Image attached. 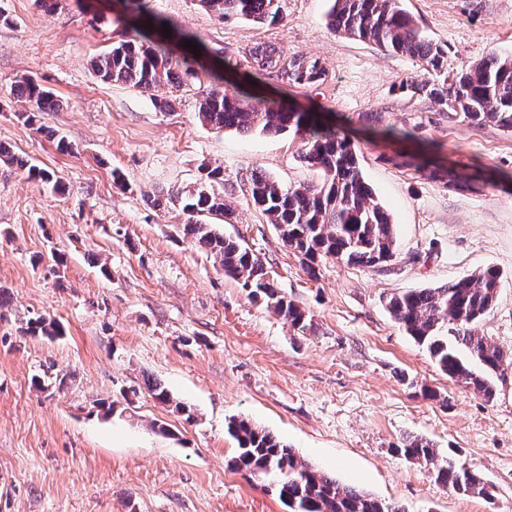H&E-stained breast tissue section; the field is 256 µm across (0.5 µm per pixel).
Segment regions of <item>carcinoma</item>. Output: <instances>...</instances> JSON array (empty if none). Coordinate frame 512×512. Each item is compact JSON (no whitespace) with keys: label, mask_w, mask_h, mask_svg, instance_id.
Wrapping results in <instances>:
<instances>
[{"label":"carcinoma","mask_w":512,"mask_h":512,"mask_svg":"<svg viewBox=\"0 0 512 512\" xmlns=\"http://www.w3.org/2000/svg\"><path fill=\"white\" fill-rule=\"evenodd\" d=\"M282 0H198L219 20L231 18L277 25L284 20ZM329 26L337 33L369 42L382 51L406 54L419 60L426 76L398 87L402 93L426 98L449 116L470 125H494L512 132V55L490 54L478 63L448 74V49L425 36L401 7V0H331ZM136 25L120 22L121 39L93 62V72L104 82L128 84L150 91L161 84L176 88L193 82L206 84L199 100L202 125L240 133H292L299 137V158L317 169L316 184L284 186L263 172L250 178L252 203L272 224L283 243L315 264L336 258L364 269H388L394 265L397 239L388 211L375 198L365 180L358 155L334 125L318 121L312 112H294L254 94L255 84L273 73L287 87L302 88L325 81L326 70L316 59L289 57L275 44H258L243 55L244 62L194 65L170 49L164 40L167 19L149 12L145 0H133ZM246 66L249 81L229 95L224 91V69ZM29 103L17 118L28 126L40 122L44 112H55L54 94L33 77L14 89ZM0 161L24 170L29 179L62 189L55 173L30 163L0 144ZM154 206L178 207L188 215L183 235L215 258L224 275L242 282L249 295L292 326L303 328L304 309L279 294L269 271L251 250L220 233L213 219L229 211L224 202V168L206 164L193 187L172 191L153 201ZM501 287L494 269L478 271L434 288L408 290L392 296L387 304L392 318L416 342L426 346L435 366L481 393L495 397L494 378L512 368V354L494 341L476 334L474 324L493 306ZM28 336L61 334L55 320L31 318L24 328ZM228 434L237 443L230 466L271 480L289 512H405L371 494L340 484L335 477L311 465L275 436L249 420L233 419ZM400 452L409 460L431 461L436 449L426 440H409ZM435 479L444 486L472 496H489L483 478L457 464L453 451L440 459Z\"/></svg>","instance_id":"cac0c4a2"}]
</instances>
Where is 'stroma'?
I'll list each match as a JSON object with an SVG mask.
<instances>
[{
    "label": "stroma",
    "mask_w": 512,
    "mask_h": 512,
    "mask_svg": "<svg viewBox=\"0 0 512 512\" xmlns=\"http://www.w3.org/2000/svg\"><path fill=\"white\" fill-rule=\"evenodd\" d=\"M0 1L14 19L0 26V144L63 183L53 192L0 163V512H288L270 480L229 466L236 443L227 424L242 417L405 512H512V371L485 400L438 370L385 307L402 291L496 268L501 288L475 331L512 352V133L448 118L400 92L423 77L422 64L336 33L329 0H282L285 20L274 26L220 21L196 0H150L219 57L273 42L326 69L319 86L287 88L270 75L264 90L348 128L395 225L397 260L386 272L329 258L312 274L249 193L255 170L285 186L318 180L298 157L297 137L201 126L196 85L150 92L98 81L92 61L118 39L116 0L83 12L58 0L51 14L37 0ZM403 5L447 46L449 72L512 53V0ZM28 76L61 102L42 114L40 132L17 118L29 105L13 89ZM157 96L172 109L157 110ZM405 125L415 126L413 139L378 134ZM52 130L74 153L56 149ZM432 140L439 163L483 176L477 191L386 161ZM203 163L224 169L230 213L221 232L306 310L305 329L184 238L181 210L153 205L160 192L193 186ZM116 171L125 188L114 185ZM37 315L59 321L63 335H24ZM151 380L172 403L150 396ZM413 438L479 473L490 497L436 482L432 464L401 454Z\"/></svg>",
    "instance_id": "35a3bbf8"
}]
</instances>
